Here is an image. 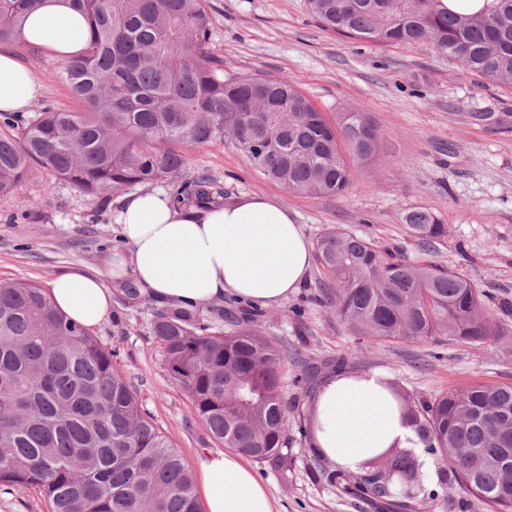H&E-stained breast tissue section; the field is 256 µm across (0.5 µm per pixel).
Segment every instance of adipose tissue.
I'll list each match as a JSON object with an SVG mask.
<instances>
[{
  "mask_svg": "<svg viewBox=\"0 0 512 512\" xmlns=\"http://www.w3.org/2000/svg\"><path fill=\"white\" fill-rule=\"evenodd\" d=\"M24 36L64 59L86 42L87 24L71 0H44ZM41 85L11 50H0V112H26ZM121 246L106 272L73 268L48 291L72 321L95 329L112 315L110 281L130 279L141 299L191 309L224 295L267 307L282 305L305 282L312 247L293 214L277 199L244 195L224 205H183L166 191L125 195L112 214ZM314 452L356 471L387 448H410L413 427L385 373L327 377L310 407ZM206 512H274L265 485L235 452L202 450L196 462Z\"/></svg>",
  "mask_w": 512,
  "mask_h": 512,
  "instance_id": "adipose-tissue-1",
  "label": "adipose tissue"
}]
</instances>
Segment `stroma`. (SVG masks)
<instances>
[{"label": "stroma", "instance_id": "35a3bbf8", "mask_svg": "<svg viewBox=\"0 0 512 512\" xmlns=\"http://www.w3.org/2000/svg\"><path fill=\"white\" fill-rule=\"evenodd\" d=\"M212 49L225 72L288 79L327 117L355 108L377 126L380 146L362 164L349 190L336 197L289 194L265 180L230 144L186 148L187 178L208 176L228 196L277 197L293 212L309 242L331 228L417 255L404 226L407 211L438 215L448 237L434 258L490 293L512 303V86L478 76L430 46H379L322 29L305 0H210ZM25 64L40 79L37 106L76 108L60 81V62L44 53ZM477 112L502 116L499 124L474 120ZM120 193L84 195L46 172L0 197V279L48 286L77 268L106 271L120 239L112 211ZM311 267L303 287L282 306L267 309L264 330L321 362L346 357L351 371H380L414 402L476 382L512 384V335L474 345L456 340L371 342L357 347L352 330L333 310L315 305ZM114 313L93 329L144 408L195 467L199 449L213 447L188 394L162 361L150 323L154 303L114 292ZM287 473L255 464L277 512H369L338 497L311 472L308 443L297 439ZM437 497L424 512H488L454 481L429 479Z\"/></svg>", "mask_w": 512, "mask_h": 512}]
</instances>
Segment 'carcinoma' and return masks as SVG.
Returning a JSON list of instances; mask_svg holds the SVG:
<instances>
[{"mask_svg":"<svg viewBox=\"0 0 512 512\" xmlns=\"http://www.w3.org/2000/svg\"><path fill=\"white\" fill-rule=\"evenodd\" d=\"M88 27L83 50L60 78L80 108L45 106L31 115L0 112V196L42 168L89 196L135 185L178 183L183 148L230 142L252 168L290 194L343 195L380 134L365 112L330 122L287 79L226 76L211 48L209 0H73ZM42 0H0V48L37 57L23 35ZM322 27L376 45L428 44L469 70L512 84V0L459 15L438 0H307ZM200 208L227 200L210 177L177 187ZM425 254L448 236L433 212L405 215ZM315 302L361 341L409 342L437 336L485 343L503 336L499 314L512 305L434 260L412 257L352 232L316 241ZM192 310L154 313L152 335L175 384L184 389L215 442L259 463L288 469L289 412L282 393L288 343L263 330V312L218 311L201 323ZM345 359L310 360L294 378L309 386L318 369L339 373ZM425 452L440 457L462 489L491 512H512V385L450 389L417 406L401 396ZM384 459L394 479L380 482ZM408 452L388 448L353 473L330 466L339 493L377 512H421L435 496L414 479ZM36 490L48 512H201L194 477L171 438L90 330L69 321L48 291L0 281V490Z\"/></svg>","mask_w":512,"mask_h":512,"instance_id":"obj_1","label":"carcinoma"}]
</instances>
